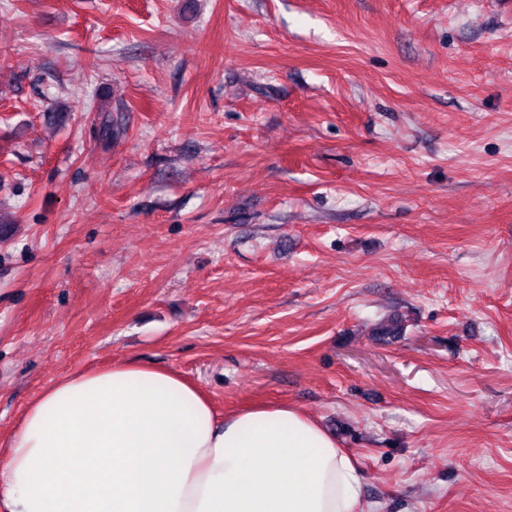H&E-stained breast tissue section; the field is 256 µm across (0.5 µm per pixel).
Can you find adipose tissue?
<instances>
[{"mask_svg": "<svg viewBox=\"0 0 512 512\" xmlns=\"http://www.w3.org/2000/svg\"><path fill=\"white\" fill-rule=\"evenodd\" d=\"M361 478L297 409L219 413L175 370L67 374L0 434V512H361Z\"/></svg>", "mask_w": 512, "mask_h": 512, "instance_id": "obj_1", "label": "adipose tissue"}]
</instances>
